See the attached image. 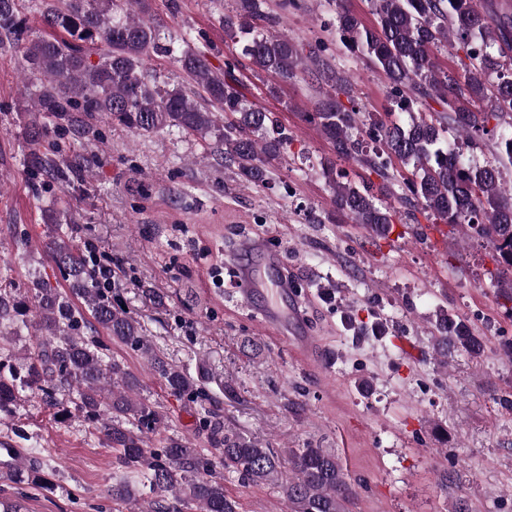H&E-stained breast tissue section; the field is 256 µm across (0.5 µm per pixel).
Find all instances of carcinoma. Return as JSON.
<instances>
[{
	"label": "carcinoma",
	"instance_id": "1",
	"mask_svg": "<svg viewBox=\"0 0 512 512\" xmlns=\"http://www.w3.org/2000/svg\"><path fill=\"white\" fill-rule=\"evenodd\" d=\"M221 17L224 32L242 41L241 55L252 69L288 83L315 78L319 97L304 118L316 124L332 147L321 162V174L337 211L383 239L391 230V209L376 203L374 182H341L336 161H354L380 180L382 195L396 197L407 220L416 212L459 230L466 241L481 240L496 253L501 270L491 286L512 301V181L501 167L512 165V0H371L376 25H364L336 0V35L358 59L389 82L393 112L408 120L364 112L355 100L350 72L320 54L271 30L281 17L267 0H234ZM44 25L61 36L37 35L21 18V0H0V43L23 49L25 60L40 75L30 90L31 119L24 137L29 175L48 184L71 182L82 175L76 165L55 157V133L77 137L93 133L77 112L98 114L140 135L176 130L224 148V165L254 186L267 184L268 166L283 158L292 143L288 127L273 113L253 107L231 72L210 66L205 53L166 42L159 24L148 14L147 0H29ZM459 45L469 65L461 75L436 62L444 46ZM98 60L92 61L91 56ZM154 55L178 63L200 91L190 96L181 87L168 89L147 67ZM497 82H489L491 75ZM436 103V110L431 103ZM430 115H423V110ZM505 123L494 142L495 161L483 166L462 159V146H472L487 132L489 119ZM455 143L448 144L447 133ZM377 143L368 148L365 139ZM409 171L404 175L401 170ZM48 242L57 269L67 276L68 291L52 285L46 273L34 276L26 294L0 282V413H8L21 394L33 396L53 411L57 422L81 416L114 453L116 463L143 475L150 497L134 498L129 482H112L109 493L118 505L137 512H238L224 494V473L244 484L279 478L284 466L294 477L283 484L288 512H348L353 489L335 455L321 448H287L279 453L255 438L224 425L215 407L203 408L201 428L209 451L178 437H162L166 412L138 397L139 378L117 360L99 338V329L140 352L149 370L177 399L199 396L196 382L161 356L141 323L112 306L96 266L62 234L60 213L48 211ZM81 299L86 310L74 306ZM433 328L435 354L444 364L448 354L473 358L484 352L481 337L468 320L440 308ZM34 338L33 350L19 357L13 337ZM39 468L30 474L17 467L12 482L41 486Z\"/></svg>",
	"mask_w": 512,
	"mask_h": 512
}]
</instances>
